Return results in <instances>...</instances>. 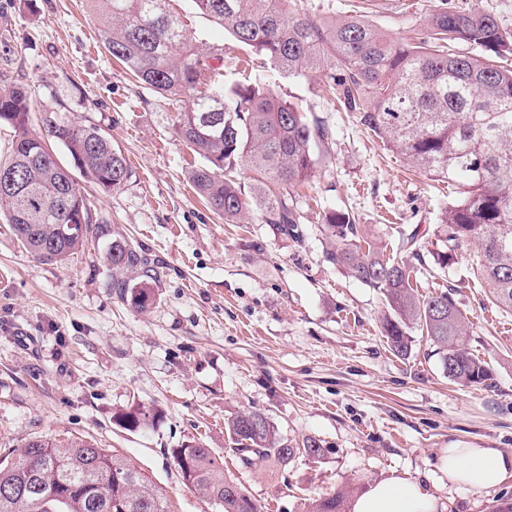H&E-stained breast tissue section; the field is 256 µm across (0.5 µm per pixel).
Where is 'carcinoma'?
<instances>
[{
	"mask_svg": "<svg viewBox=\"0 0 512 512\" xmlns=\"http://www.w3.org/2000/svg\"><path fill=\"white\" fill-rule=\"evenodd\" d=\"M89 2L113 58L157 93L188 99L175 133L205 160L190 178L212 212L236 224L252 204L275 234L299 238L290 188L311 178L314 150L332 139L323 121L259 80L228 91L208 80L204 49L188 38L169 0ZM189 2L282 75L320 74L340 108L355 113L385 147L454 186L456 199L441 210L435 230L442 245L437 261L445 266L464 245H475L474 275L488 286L493 305L512 311V33L496 14L437 0L419 41L402 44L360 15L321 22L302 0ZM32 110L24 87L0 88V123L15 133L10 158L0 162V179L14 183V191L0 195V219L34 259L59 263L109 235L108 225L94 223L73 170L105 193L122 189L131 170L98 128L48 116L39 131ZM50 139L73 167L57 158ZM240 166L253 173L248 194L227 177ZM325 231L329 261L384 297L381 332L395 355L410 354L417 329L440 355L448 380L489 385L492 372L470 352L466 321L449 293H421L415 267L391 257L368 225L349 214L326 215ZM105 261L115 292L145 311L157 279L147 253L115 239ZM117 419L135 430L152 424L155 410L137 406ZM224 428L245 465L256 457L285 467L299 455L314 461L322 455L313 438L288 445L260 410L240 412ZM172 456L183 484L217 512H260L212 449L187 444ZM351 492L320 496L307 512H345ZM165 500L140 470L82 439L57 444L36 436L12 459H0V512H167Z\"/></svg>",
	"mask_w": 512,
	"mask_h": 512,
	"instance_id": "1",
	"label": "carcinoma"
}]
</instances>
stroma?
I'll return each mask as SVG.
<instances>
[{
  "instance_id": "35a3bbf8",
  "label": "stroma",
  "mask_w": 512,
  "mask_h": 512,
  "mask_svg": "<svg viewBox=\"0 0 512 512\" xmlns=\"http://www.w3.org/2000/svg\"><path fill=\"white\" fill-rule=\"evenodd\" d=\"M429 0H304L323 20L361 7L394 40L418 38ZM197 44L224 51V83L260 75L333 133L311 181L294 193L303 236L275 235L256 210L227 224L189 179L202 159L174 129L180 110L139 84L105 49L86 0H0V88L23 85L36 117L97 127L120 148L132 177L117 192L83 189L110 236L149 253L159 276L136 311L109 283L104 245L61 263L36 261L0 221V457L42 436L83 439L122 456L168 497L169 512H215L181 480L174 448L199 443L224 462L260 512H306L318 496L362 493L390 471L435 487L447 512H492L494 491L452 489L436 468L441 449L512 453V313L491 306L471 266L477 249L447 266L434 254L447 184L408 171L354 113L336 111L319 77L293 79L248 46L170 0ZM336 210L369 225L389 247L419 230L423 291L451 290L470 347L492 369L490 386L452 382L424 336L396 357L380 332L377 291L326 258L323 218ZM144 405L152 426L129 431L116 412ZM265 411L289 442L312 437L324 454L282 468L241 465L227 418Z\"/></svg>"
}]
</instances>
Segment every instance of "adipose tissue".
Instances as JSON below:
<instances>
[{
    "label": "adipose tissue",
    "mask_w": 512,
    "mask_h": 512,
    "mask_svg": "<svg viewBox=\"0 0 512 512\" xmlns=\"http://www.w3.org/2000/svg\"><path fill=\"white\" fill-rule=\"evenodd\" d=\"M438 469L452 487L492 490L512 479V454L496 448L442 449ZM443 504L421 482L390 473L370 485L351 504V512H441Z\"/></svg>",
    "instance_id": "1"
}]
</instances>
